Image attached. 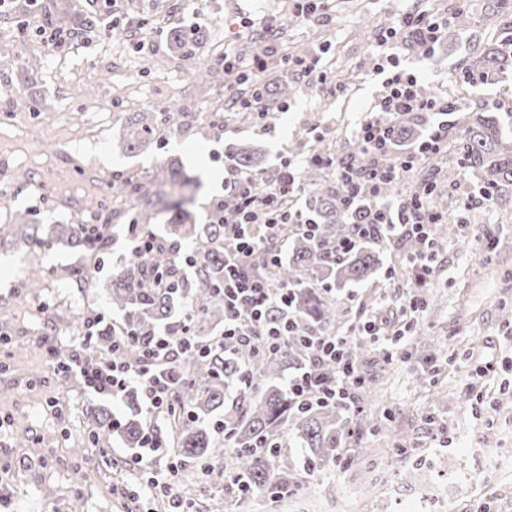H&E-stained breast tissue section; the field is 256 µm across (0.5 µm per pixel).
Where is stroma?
<instances>
[{
	"instance_id": "obj_1",
	"label": "stroma",
	"mask_w": 512,
	"mask_h": 512,
	"mask_svg": "<svg viewBox=\"0 0 512 512\" xmlns=\"http://www.w3.org/2000/svg\"><path fill=\"white\" fill-rule=\"evenodd\" d=\"M494 0H335L332 18L295 21L291 0H203L209 37L196 55L172 48V22L192 26V0H111L102 26L133 31L128 41L86 33L60 53L48 50L25 25L28 0H11L0 12V469L10 473L14 512H166L161 499L132 503L125 484L143 475L131 470V455L119 439L109 455L89 464L93 413L130 414L126 401L84 393L54 368L80 339L84 318L100 312L122 320L110 299L112 271L128 258L130 200H116L118 178H142L163 163L178 161L199 177L193 211L205 223L213 198L224 192V154L239 146L261 152L260 171L289 158L302 164L307 132L325 148L346 152L355 131L382 90L373 47L374 30L392 25L402 12L448 15L452 23L431 58L411 47L398 50L423 94L446 95L458 111L490 109L512 136V74L476 85L457 74L476 53L503 33L512 14L489 27ZM244 19L272 20L288 31L286 48L299 56L328 49L345 95L327 93L279 64L267 65V84L296 86L287 110L258 121L226 105L225 49L239 50ZM210 71L198 80L200 67ZM164 108L181 113L182 132L159 131L137 154L122 146L126 120L136 112ZM442 160L453 182H439L449 213L461 216V236L448 240L424 283L409 270L388 274L397 262L386 246V267L375 282L337 293L348 313L375 315L384 331L399 328L404 293L436 296L388 360L370 348L361 366L373 383L360 412L349 415L352 436L339 452L344 467L307 470L306 449L283 440L300 485L280 497L257 492L241 497L224 479L229 454L215 448L213 471L181 468L195 499L194 512H407L418 479L448 492L447 512H512V469L496 451L512 448V200L461 211L459 197L477 181L460 163L456 146ZM110 224L114 238L91 253L65 241L48 250L29 246L26 232L50 235L59 224ZM494 247L485 250L484 237ZM93 271L84 285L80 276ZM495 380L477 390L472 381L485 364Z\"/></svg>"
}]
</instances>
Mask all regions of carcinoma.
Wrapping results in <instances>:
<instances>
[{
	"label": "carcinoma",
	"instance_id": "carcinoma-1",
	"mask_svg": "<svg viewBox=\"0 0 512 512\" xmlns=\"http://www.w3.org/2000/svg\"><path fill=\"white\" fill-rule=\"evenodd\" d=\"M97 14L86 12L69 23L55 16L45 19L52 29L79 31L93 26ZM208 39L204 27L187 31L176 24L170 30L171 44L179 51L191 52ZM512 70V37L504 38L473 57L464 73L477 77ZM239 99H256L267 110L288 98L295 90L286 85L271 88L262 82L234 83ZM424 119L408 118L395 129L400 143L412 142L420 136ZM177 124L172 112H139L128 122L126 150L139 151L155 138L158 128ZM452 137L459 145L461 163L478 178L483 187L512 189V139L504 133L501 119L494 112H471L455 124ZM232 166L254 171L259 166L257 151L240 147L227 156ZM303 180L309 187L308 208L316 217V238L304 234L295 225L284 227L290 240L288 254L266 273L293 289L292 307L271 306L268 320L272 324L290 318L305 327L331 331L345 316L336 302L333 290H342L373 280L383 266L382 240L369 238L347 254L335 256L325 245L349 237L353 225L338 203L336 185L322 179L320 169L308 167ZM151 187L136 181L121 182L114 193L135 201L133 221L148 226L158 220L165 222V238L149 253L133 255L112 273V307L124 313L129 328L146 340L156 332L180 328L182 321L173 320L176 309L182 317L193 319L194 339L200 344L210 340L202 324L224 322V299L219 288L224 286V225L207 221L197 224L192 207L198 185L189 179L176 162L160 166L151 174ZM458 217L443 215L435 225L431 250L457 233ZM81 248L102 249L106 238L88 233L80 224H65L58 236ZM191 242L189 252L181 250V242ZM190 254L198 261L195 275L182 274L183 258ZM165 273L174 286L167 290L154 287V276ZM290 366L309 368L302 348L293 342L276 354L255 356L249 349L228 343L224 356L201 357L197 351L184 353L175 371L182 382L175 399L191 418L175 416L164 420L163 435L175 455L195 462L207 470L212 467L213 421L224 419L232 431L235 448L231 452L232 472L246 479L254 491L286 490L294 484L284 458L282 436L293 431L301 447L308 450L307 464L321 468L336 461L347 437L345 410L333 406H313L299 410L294 404L283 372ZM238 390L237 400L226 408L230 389ZM144 423L132 414L116 434L129 448L140 446Z\"/></svg>",
	"mask_w": 512,
	"mask_h": 512
}]
</instances>
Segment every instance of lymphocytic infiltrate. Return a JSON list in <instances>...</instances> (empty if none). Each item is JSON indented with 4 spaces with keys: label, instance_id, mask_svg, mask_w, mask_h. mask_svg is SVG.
I'll return each mask as SVG.
<instances>
[{
    "label": "lymphocytic infiltrate",
    "instance_id": "f902f5d3",
    "mask_svg": "<svg viewBox=\"0 0 512 512\" xmlns=\"http://www.w3.org/2000/svg\"><path fill=\"white\" fill-rule=\"evenodd\" d=\"M450 17L426 12H406L393 25L380 31L375 46L387 68L384 91L375 100L367 118L356 132L360 153L339 155L319 154L311 162L333 171L340 206L350 216L356 231L348 238L336 241L334 253L351 250L364 238L385 235L390 241L410 236L427 240L439 215L429 205L436 187L435 180L424 183L421 192L406 196L397 204L381 202L367 205V197L380 198L390 185L416 168L427 156L448 148L446 114L453 112L456 101L436 95L422 94L418 78L402 67L393 48L398 44L415 47L423 57L434 54ZM265 37L261 56L246 60L233 52H225L224 67L239 72L242 79L258 81L266 60L286 65L303 76L315 79L330 93L340 94L343 83L335 81L333 67L321 55L308 57L281 54L279 28L270 21L261 25ZM409 117L432 119L427 135L408 153L393 150V134L398 123ZM368 155L369 165H360L359 155ZM225 191L237 197L238 205L224 209L219 221L224 225V328L221 341L234 340L249 346L257 355L281 351L289 341L296 340L304 347L310 368L292 377L288 388L297 407L338 405L356 411L354 392L363 382L362 373L348 361L345 349L352 337L376 336L380 329L375 320L357 315L345 332L307 329L296 320L274 325L268 322L271 305H288L291 290L269 275L261 266L276 265L278 244L285 225H297L307 234H314V220L299 206L304 190L298 166L287 163L274 168L265 176L230 169ZM112 338L109 354L97 351L101 336ZM82 340L71 354L58 357L56 368L66 378L80 379L86 390L96 397L119 400L130 385H137L149 414H169L174 410L173 395L176 380L173 366L181 353L194 348L193 332L183 327L181 334L157 332L147 341L125 323L106 320L97 313L84 319ZM140 343L142 359L131 365L122 360L120 351L125 345ZM143 452L130 457V468L140 470L144 480L139 486L123 488L122 495L138 501L147 494L161 493L168 497L172 512H183L177 494L179 470L168 466L166 471L152 469L148 453L163 449L160 428L149 425L143 434Z\"/></svg>",
    "mask_w": 512,
    "mask_h": 512
}]
</instances>
